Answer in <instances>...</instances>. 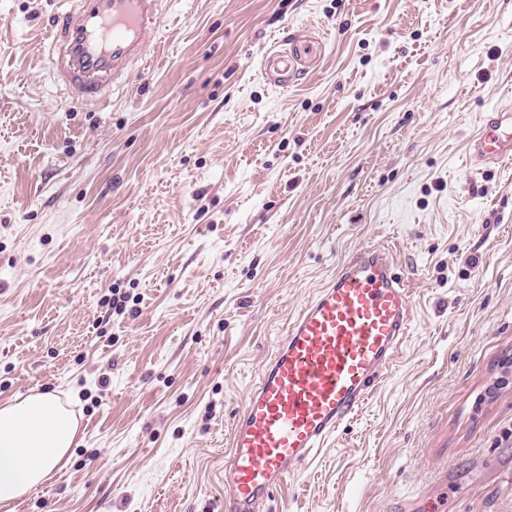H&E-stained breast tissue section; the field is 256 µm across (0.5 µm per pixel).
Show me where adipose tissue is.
Here are the masks:
<instances>
[{
  "label": "adipose tissue",
  "instance_id": "obj_1",
  "mask_svg": "<svg viewBox=\"0 0 512 512\" xmlns=\"http://www.w3.org/2000/svg\"><path fill=\"white\" fill-rule=\"evenodd\" d=\"M78 431L73 410L56 393L0 402V512H15L26 494L69 462Z\"/></svg>",
  "mask_w": 512,
  "mask_h": 512
}]
</instances>
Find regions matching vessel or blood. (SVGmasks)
I'll list each match as a JSON object with an SVG mask.
<instances>
[{
  "instance_id": "1",
  "label": "vessel or blood",
  "mask_w": 512,
  "mask_h": 512,
  "mask_svg": "<svg viewBox=\"0 0 512 512\" xmlns=\"http://www.w3.org/2000/svg\"><path fill=\"white\" fill-rule=\"evenodd\" d=\"M162 0H74L50 36L56 85L84 104L123 84L148 63ZM312 43L267 56L285 74L313 54ZM477 162L512 157V105L494 108L473 141ZM411 304L389 247L352 254L289 324L231 433L224 512H260L274 490L298 475L314 449L365 405L408 334Z\"/></svg>"
}]
</instances>
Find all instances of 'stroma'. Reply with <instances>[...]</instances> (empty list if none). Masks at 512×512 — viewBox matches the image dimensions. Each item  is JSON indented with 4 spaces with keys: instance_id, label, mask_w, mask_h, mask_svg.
I'll return each instance as SVG.
<instances>
[{
    "instance_id": "35a3bbf8",
    "label": "stroma",
    "mask_w": 512,
    "mask_h": 512,
    "mask_svg": "<svg viewBox=\"0 0 512 512\" xmlns=\"http://www.w3.org/2000/svg\"><path fill=\"white\" fill-rule=\"evenodd\" d=\"M63 9L0 0V402L55 389L81 429L16 512H224L262 368L386 238L410 334L267 512H512V163L469 152L512 104V0H163L96 107L47 67ZM319 47L314 46L312 43H299L295 45L294 50L288 51H276L270 56H266L264 60V69L278 74H287L288 71L294 68L295 62L302 55H311L316 52Z\"/></svg>"
}]
</instances>
